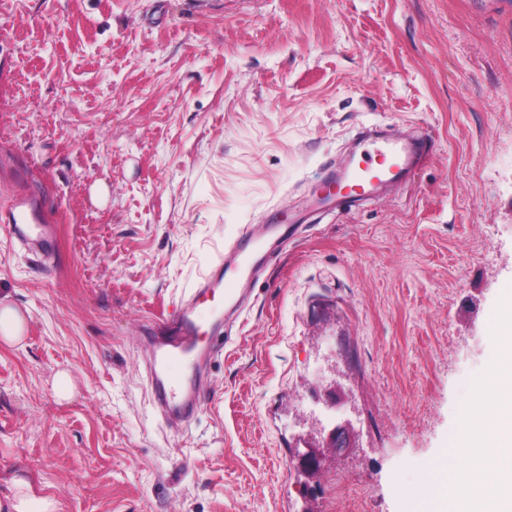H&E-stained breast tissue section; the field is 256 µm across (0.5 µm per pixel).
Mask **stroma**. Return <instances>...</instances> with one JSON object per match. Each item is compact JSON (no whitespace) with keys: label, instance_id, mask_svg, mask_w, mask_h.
Listing matches in <instances>:
<instances>
[{"label":"stroma","instance_id":"obj_1","mask_svg":"<svg viewBox=\"0 0 512 512\" xmlns=\"http://www.w3.org/2000/svg\"><path fill=\"white\" fill-rule=\"evenodd\" d=\"M425 136L408 182L283 225L189 430L146 335L215 252L305 213L362 127ZM0 498L60 512H412L512 284V0H0ZM67 372L75 391L58 399ZM346 400L355 446L304 459ZM13 223L2 224L8 235L27 249H33L35 243L50 244L53 227L50 224H20V219L13 216ZM24 332V315L0 298V340L7 345H14L22 340ZM14 492L12 496L0 500L1 512H58L57 500L42 493H37L30 482L24 478L12 479Z\"/></svg>","mask_w":512,"mask_h":512}]
</instances>
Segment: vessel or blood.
<instances>
[{"instance_id": "1", "label": "vessel or blood", "mask_w": 512, "mask_h": 512, "mask_svg": "<svg viewBox=\"0 0 512 512\" xmlns=\"http://www.w3.org/2000/svg\"><path fill=\"white\" fill-rule=\"evenodd\" d=\"M425 151L420 144L399 138H383L366 144L343 166L329 172L321 195L341 203L372 199L376 189L402 183L419 168ZM8 235L26 248L50 243L54 230L48 224H20L5 227ZM279 225L270 222L266 235L243 228L232 257L218 256L210 272L184 297L173 315L159 318L146 336L152 349L148 379L156 409L169 422L188 427L204 401L199 378L216 334L224 324L223 306L235 302L237 287L254 272L255 259L264 250L267 235Z\"/></svg>"}]
</instances>
